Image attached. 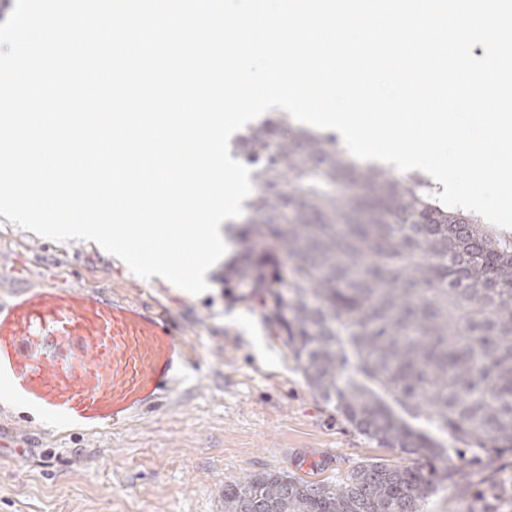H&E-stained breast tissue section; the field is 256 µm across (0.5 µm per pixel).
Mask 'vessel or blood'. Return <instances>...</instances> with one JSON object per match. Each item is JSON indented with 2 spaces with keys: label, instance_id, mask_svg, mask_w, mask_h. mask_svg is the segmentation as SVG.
<instances>
[{
  "label": "vessel or blood",
  "instance_id": "obj_1",
  "mask_svg": "<svg viewBox=\"0 0 512 512\" xmlns=\"http://www.w3.org/2000/svg\"><path fill=\"white\" fill-rule=\"evenodd\" d=\"M187 353L164 311L112 291L39 286L0 304V393L63 427H117L159 407Z\"/></svg>",
  "mask_w": 512,
  "mask_h": 512
}]
</instances>
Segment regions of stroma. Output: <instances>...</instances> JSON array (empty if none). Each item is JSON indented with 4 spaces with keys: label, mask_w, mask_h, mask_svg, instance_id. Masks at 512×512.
I'll use <instances>...</instances> for the list:
<instances>
[{
    "label": "stroma",
    "mask_w": 512,
    "mask_h": 512,
    "mask_svg": "<svg viewBox=\"0 0 512 512\" xmlns=\"http://www.w3.org/2000/svg\"><path fill=\"white\" fill-rule=\"evenodd\" d=\"M194 296L135 275L86 240L56 241L0 215V300L24 287L118 290L161 302L190 343L173 402L112 430L61 436L47 417L14 405L0 418V512H224V480L284 473L333 481L384 458L303 373L258 309L233 298L224 270ZM451 448L450 479L423 512H512V455L494 466Z\"/></svg>",
    "instance_id": "1"
}]
</instances>
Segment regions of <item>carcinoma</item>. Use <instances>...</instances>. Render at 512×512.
Listing matches in <instances>:
<instances>
[{
    "instance_id": "obj_1",
    "label": "carcinoma",
    "mask_w": 512,
    "mask_h": 512,
    "mask_svg": "<svg viewBox=\"0 0 512 512\" xmlns=\"http://www.w3.org/2000/svg\"><path fill=\"white\" fill-rule=\"evenodd\" d=\"M235 148L253 196L224 283L284 335L309 389L396 457L334 483L226 480L224 512H421L448 479L432 432L512 454V234L283 116Z\"/></svg>"
}]
</instances>
